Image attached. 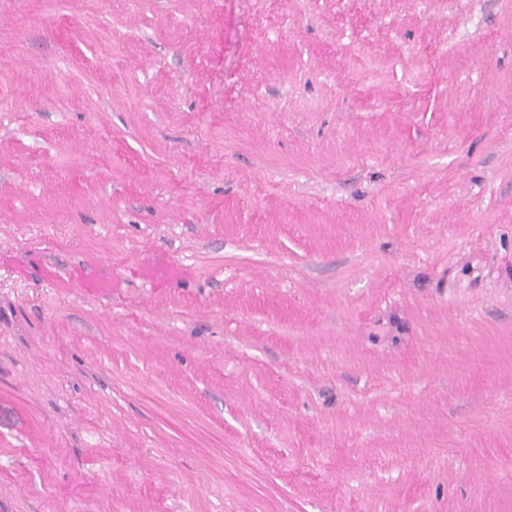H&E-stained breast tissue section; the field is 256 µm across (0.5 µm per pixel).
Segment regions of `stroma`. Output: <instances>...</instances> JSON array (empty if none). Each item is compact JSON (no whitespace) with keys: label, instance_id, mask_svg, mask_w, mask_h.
Wrapping results in <instances>:
<instances>
[{"label":"stroma","instance_id":"1","mask_svg":"<svg viewBox=\"0 0 512 512\" xmlns=\"http://www.w3.org/2000/svg\"><path fill=\"white\" fill-rule=\"evenodd\" d=\"M0 512H512V0H0Z\"/></svg>","mask_w":512,"mask_h":512}]
</instances>
